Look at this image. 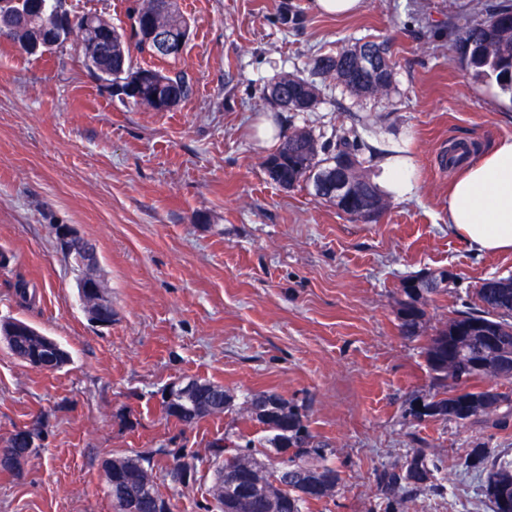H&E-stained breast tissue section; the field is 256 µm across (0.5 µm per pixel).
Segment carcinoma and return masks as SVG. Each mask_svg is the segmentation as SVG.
Segmentation results:
<instances>
[{"instance_id": "1", "label": "carcinoma", "mask_w": 512, "mask_h": 512, "mask_svg": "<svg viewBox=\"0 0 512 512\" xmlns=\"http://www.w3.org/2000/svg\"><path fill=\"white\" fill-rule=\"evenodd\" d=\"M24 7L12 17L7 35L9 43L23 49L30 42L38 41L43 51L51 52L60 47L56 41L57 10L66 7V0H39L41 7L32 10ZM129 16L136 17L130 28L102 25L97 14L81 15L73 30L84 41L101 45V55L91 61L81 60L82 66L93 76L100 72L112 73V89L136 105L155 112L171 111L188 101L193 95V85L182 72H165L153 67H135L130 47L151 57L156 56L149 30L157 26L176 36L186 26L179 12L177 0H133ZM459 61L471 70L481 82H494L505 94L512 95V6L496 5L484 10L476 20L466 21L454 34ZM369 51L378 59H386L384 48L374 42H365L344 48L334 55L314 58L312 71L323 80H336L357 95L373 94L380 90L374 81L345 78L355 67L354 53ZM143 72L159 84L162 92L172 101V107L163 109L150 98L136 97L131 85ZM320 89L312 81L296 74H283L264 90V97L288 112H306L319 101ZM362 142L354 128H342L324 142L304 128L285 132L274 153L267 156L263 169L268 178L283 188H293L301 183L312 185L315 196L326 202L332 197L320 188L323 176L340 171L351 178L345 201L339 210L353 215L360 204L358 193L370 191L381 202H386L379 187L365 174L361 157ZM496 288L483 281L477 289L478 307L457 310L427 337L425 357L440 391L423 407L435 412L425 416L467 423L473 420H491L506 423L507 415L501 412L511 406L508 395L491 394V389L476 386L486 378L511 381L512 374L503 372V366L512 362V276L493 279ZM448 291L435 272L424 273L423 285L408 287L403 282V298L398 301L399 329L407 338H418L425 332V305L436 295ZM478 323H487L495 330L499 343L497 367L473 368V361L480 359L488 349L483 329ZM44 335L20 334L10 347L11 352L25 361L41 350ZM234 398L224 387L207 380L198 381V393L184 400L169 413V417L184 424H191L202 417L200 409L207 407L213 414L230 410ZM243 405L250 417L264 426L265 436L261 447L271 448L274 454L261 462L250 449L252 440L241 444L229 436L218 437L208 445L210 455L217 463L213 499L224 497V506L232 512H304L307 506L334 495L340 477L335 467L327 463L333 450L315 441L294 407L280 397L266 391H253L244 396ZM464 465L468 469L486 473L485 496L492 505V512H502L501 500L512 502V459L493 458L487 449H471ZM441 461L426 448H413L401 460L382 466L376 471L377 488L388 502L403 506L412 494L443 487L440 477ZM144 486L157 487L156 476L147 470L136 476V481L122 489L108 486L114 512H127V498L136 495Z\"/></svg>"}]
</instances>
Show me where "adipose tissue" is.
<instances>
[{"label":"adipose tissue","mask_w":512,"mask_h":512,"mask_svg":"<svg viewBox=\"0 0 512 512\" xmlns=\"http://www.w3.org/2000/svg\"><path fill=\"white\" fill-rule=\"evenodd\" d=\"M448 227L474 252L512 251V137L464 164L448 196Z\"/></svg>","instance_id":"1"}]
</instances>
